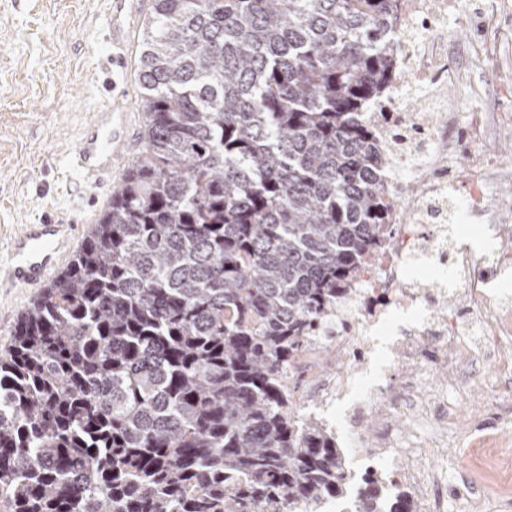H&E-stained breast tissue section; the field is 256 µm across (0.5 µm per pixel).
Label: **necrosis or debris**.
Instances as JSON below:
<instances>
[{
    "instance_id": "obj_1",
    "label": "necrosis or debris",
    "mask_w": 512,
    "mask_h": 512,
    "mask_svg": "<svg viewBox=\"0 0 512 512\" xmlns=\"http://www.w3.org/2000/svg\"><path fill=\"white\" fill-rule=\"evenodd\" d=\"M511 13L512 0H484L479 35L462 47L484 66L489 87L464 124L447 90L460 78L448 66V46L470 19L466 0H399L400 69L369 122L387 128L379 145L392 159L378 188L401 196L405 207L392 215L380 248L356 269L350 291L327 309L295 364L293 400L323 413L326 430L344 447L347 481L374 480L378 512H387L400 489L412 492L421 512L448 508L447 499L435 495L426 466L432 446L422 439L406 443L391 428L396 419L417 429L447 428L448 388L432 385L435 373L456 369L476 383L480 366L494 358L502 384L512 385V302L494 289L498 276L512 269V252L477 253L449 244L447 211L452 160L463 150L471 165L466 210L478 220L496 214L493 233L512 238V194L503 189L512 182V161L481 148L495 129L512 125V112L501 107L512 97V79L496 65L512 35ZM450 291L465 296V309H438L439 297ZM327 344L344 364L324 375L317 353ZM369 417L377 426L367 436L363 422Z\"/></svg>"
}]
</instances>
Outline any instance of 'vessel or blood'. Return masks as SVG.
<instances>
[{
	"label": "vessel or blood",
	"mask_w": 512,
	"mask_h": 512,
	"mask_svg": "<svg viewBox=\"0 0 512 512\" xmlns=\"http://www.w3.org/2000/svg\"><path fill=\"white\" fill-rule=\"evenodd\" d=\"M116 98H107L84 125L71 153V163L87 185L99 188L112 184V158L126 144L124 133L112 125L118 107ZM67 225L46 220L24 225L11 241L10 262L0 283L35 287L48 279L63 261L62 244Z\"/></svg>",
	"instance_id": "b4317fda"
}]
</instances>
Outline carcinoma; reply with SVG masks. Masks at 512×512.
I'll use <instances>...</instances> for the list:
<instances>
[{
	"label": "carcinoma",
	"instance_id": "obj_1",
	"mask_svg": "<svg viewBox=\"0 0 512 512\" xmlns=\"http://www.w3.org/2000/svg\"><path fill=\"white\" fill-rule=\"evenodd\" d=\"M396 0H154L144 147L0 357V512H317L284 384L400 199L364 113Z\"/></svg>",
	"mask_w": 512,
	"mask_h": 512
}]
</instances>
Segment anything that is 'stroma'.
I'll return each mask as SVG.
<instances>
[{
	"label": "stroma",
	"mask_w": 512,
	"mask_h": 512,
	"mask_svg": "<svg viewBox=\"0 0 512 512\" xmlns=\"http://www.w3.org/2000/svg\"><path fill=\"white\" fill-rule=\"evenodd\" d=\"M152 0H0V263L11 238L44 217L72 227L80 248L110 200L68 168L67 156L83 125L102 104L104 78L121 94L132 154L114 160L112 181L120 183L141 148L143 128L136 62L142 20ZM452 235L483 252L512 249L493 238L465 208L450 209ZM34 288H0V355ZM485 382L448 395V435L432 467L443 472L447 512H512V497L472 495L475 477L456 466L458 458L491 443L512 468V422L499 421L491 385L495 363L483 368Z\"/></svg>",
	"instance_id": "stroma-1"
}]
</instances>
